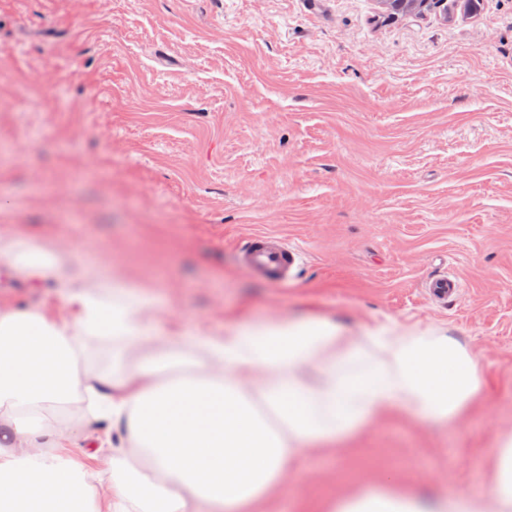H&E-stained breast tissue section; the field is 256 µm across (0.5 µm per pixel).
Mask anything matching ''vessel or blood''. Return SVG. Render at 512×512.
Listing matches in <instances>:
<instances>
[{
  "label": "vessel or blood",
  "mask_w": 512,
  "mask_h": 512,
  "mask_svg": "<svg viewBox=\"0 0 512 512\" xmlns=\"http://www.w3.org/2000/svg\"><path fill=\"white\" fill-rule=\"evenodd\" d=\"M240 265L275 285L286 284L299 261V253L287 241L270 233L244 238L237 249Z\"/></svg>",
  "instance_id": "1"
}]
</instances>
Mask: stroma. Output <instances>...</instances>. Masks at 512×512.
<instances>
[{"mask_svg": "<svg viewBox=\"0 0 512 512\" xmlns=\"http://www.w3.org/2000/svg\"><path fill=\"white\" fill-rule=\"evenodd\" d=\"M390 15L379 0H0V230L69 267L150 282L161 318L317 313L439 327L488 373L457 426L386 417L262 512H311L390 470L478 489L512 430V0ZM275 233L287 286L239 266ZM441 274L458 295L434 299ZM58 283L0 268V301L68 319ZM98 424L69 423L96 469Z\"/></svg>", "mask_w": 512, "mask_h": 512, "instance_id": "35a3bbf8", "label": "stroma"}]
</instances>
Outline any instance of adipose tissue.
I'll use <instances>...</instances> for the list:
<instances>
[{
	"mask_svg": "<svg viewBox=\"0 0 512 512\" xmlns=\"http://www.w3.org/2000/svg\"><path fill=\"white\" fill-rule=\"evenodd\" d=\"M0 265L57 279L72 313L0 305V512H258L307 454L351 451L388 414L457 424L487 394L478 358L441 328L356 333L310 313L168 328L149 284L67 276L37 239L0 231ZM69 415L116 436L104 467L63 455ZM485 456L479 492L431 500L388 476L322 512H512V430Z\"/></svg>",
	"mask_w": 512,
	"mask_h": 512,
	"instance_id": "1",
	"label": "adipose tissue"
}]
</instances>
